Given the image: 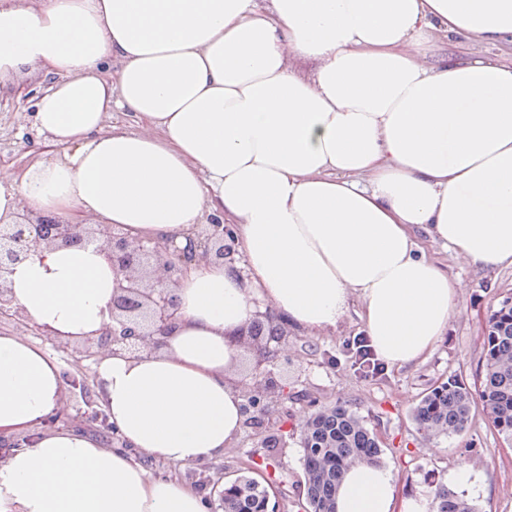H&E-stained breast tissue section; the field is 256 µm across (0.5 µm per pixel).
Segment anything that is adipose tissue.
<instances>
[{
  "mask_svg": "<svg viewBox=\"0 0 512 512\" xmlns=\"http://www.w3.org/2000/svg\"><path fill=\"white\" fill-rule=\"evenodd\" d=\"M512 43V0H0V94L47 82L42 156L0 169V218L22 210L186 245L234 225L245 272L192 267L156 351L98 356L122 445L38 433L64 402L55 359L0 335V512H206L146 461L223 456L243 427V332L265 302L318 335L351 298L377 355L418 363L463 284L415 238L512 265V67L436 55L430 31ZM132 113L135 130L109 124ZM120 280L93 247L15 265L14 304L59 343L98 336ZM380 465L345 475L337 512H390Z\"/></svg>",
  "mask_w": 512,
  "mask_h": 512,
  "instance_id": "ef3b65f1",
  "label": "adipose tissue"
}]
</instances>
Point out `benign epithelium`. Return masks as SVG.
Here are the masks:
<instances>
[{
	"label": "benign epithelium",
	"mask_w": 512,
	"mask_h": 512,
	"mask_svg": "<svg viewBox=\"0 0 512 512\" xmlns=\"http://www.w3.org/2000/svg\"><path fill=\"white\" fill-rule=\"evenodd\" d=\"M189 245L178 247L170 239L142 240L112 224H70L26 210L10 224L0 222V316H18L9 295L8 276L13 266L26 260L39 246L94 245L104 252L113 271L123 276L119 291L110 305L111 322L95 339L86 341L97 350L111 354L134 353L142 348L164 345L166 330L176 319L178 302L174 288L196 262L210 259L233 263L236 255L231 226L216 219L201 225L188 237ZM244 341L255 352V379L260 389L245 391L244 427L254 428L253 420L271 414L278 401L271 394L279 389L274 368L281 351L245 333ZM93 425L103 435L112 434V426L100 406L88 404L82 418L69 416L62 406L40 422L37 430L16 439L8 447L31 444L36 435L47 430Z\"/></svg>",
	"instance_id": "benign-epithelium-1"
}]
</instances>
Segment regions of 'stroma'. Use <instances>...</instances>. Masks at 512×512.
<instances>
[{"instance_id": "stroma-1", "label": "stroma", "mask_w": 512, "mask_h": 512, "mask_svg": "<svg viewBox=\"0 0 512 512\" xmlns=\"http://www.w3.org/2000/svg\"><path fill=\"white\" fill-rule=\"evenodd\" d=\"M435 46L459 61L483 57L512 65L508 44L457 36L436 40ZM34 112L33 104L0 99V164L24 167L35 160V152L26 146L36 138ZM417 239L450 276L466 285L444 335L424 360L409 368H384L373 378L361 377L344 352L346 340L364 333L360 303L351 300L336 331L313 336L289 329L288 364L277 371L288 397L261 428L241 432L218 461L185 468L151 462L150 475L179 478L208 501L209 512H224L225 482L246 474L266 486L276 512H306L300 427L312 411L341 403L358 411L379 438L392 476L391 512H406L409 501L419 497L433 499L440 481L476 503L481 512H512V447L502 443L482 412H474L463 434L450 438L424 434L413 419L430 387L454 373L472 379L479 369L488 317L502 300L512 297V266L480 268L431 242L425 232H418ZM31 340L56 358L62 375L82 373L88 388H96L95 353L36 334ZM463 465L470 473L465 483L456 479Z\"/></svg>"}]
</instances>
